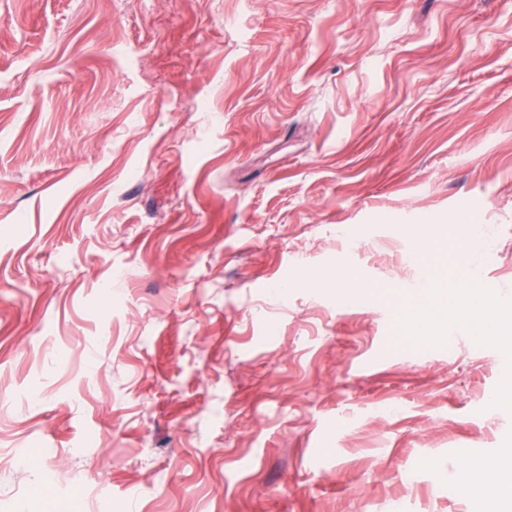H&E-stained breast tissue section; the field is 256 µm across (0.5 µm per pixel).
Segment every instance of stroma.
Wrapping results in <instances>:
<instances>
[{
	"instance_id": "1",
	"label": "stroma",
	"mask_w": 512,
	"mask_h": 512,
	"mask_svg": "<svg viewBox=\"0 0 512 512\" xmlns=\"http://www.w3.org/2000/svg\"><path fill=\"white\" fill-rule=\"evenodd\" d=\"M469 227L512 306V0H0V512H471ZM459 263L467 269L465 281L443 285L430 281L397 314L407 330L418 336H440L457 322L465 323L477 336H483L500 348L512 350V310L496 308L479 286L476 269L469 266V243L458 244ZM448 288L442 299L439 290ZM318 280L335 287L337 291L347 295L368 292V287L360 283L349 273L341 274L336 272L327 277L320 276Z\"/></svg>"
}]
</instances>
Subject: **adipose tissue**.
<instances>
[{"label":"adipose tissue","mask_w":512,"mask_h":512,"mask_svg":"<svg viewBox=\"0 0 512 512\" xmlns=\"http://www.w3.org/2000/svg\"><path fill=\"white\" fill-rule=\"evenodd\" d=\"M407 330L418 336H438L451 324L465 323L475 335L485 337L499 347L512 350V310L494 307L479 286L476 272L466 280L448 284L428 282L397 314ZM485 461L463 462L455 477L476 500L493 499L500 512H512V477L496 482L486 479Z\"/></svg>","instance_id":"obj_1"}]
</instances>
